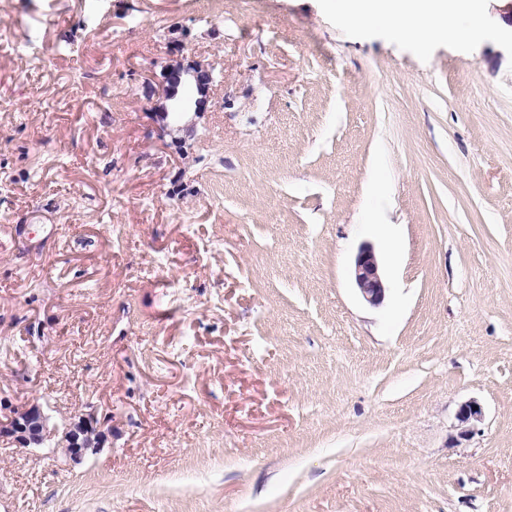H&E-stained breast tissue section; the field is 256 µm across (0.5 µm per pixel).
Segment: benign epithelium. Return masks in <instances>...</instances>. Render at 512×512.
Returning a JSON list of instances; mask_svg holds the SVG:
<instances>
[{
	"mask_svg": "<svg viewBox=\"0 0 512 512\" xmlns=\"http://www.w3.org/2000/svg\"><path fill=\"white\" fill-rule=\"evenodd\" d=\"M157 86V98L151 111L158 121L165 122L171 113L199 114L206 110L210 93L216 88L215 62L176 54L163 65ZM352 277L364 302L371 306L383 302L385 284L373 248L364 246L359 250ZM481 418L482 410L475 402L466 403L459 409L458 420L463 424H472ZM103 426L98 410L91 405L59 422L52 420L40 406L31 405L0 416V441L23 448L49 444L66 459L78 464L87 455L100 451L107 441Z\"/></svg>",
	"mask_w": 512,
	"mask_h": 512,
	"instance_id": "benign-epithelium-1",
	"label": "benign epithelium"
}]
</instances>
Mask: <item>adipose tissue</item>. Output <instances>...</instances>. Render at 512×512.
Listing matches in <instances>:
<instances>
[{
  "label": "adipose tissue",
  "instance_id": "obj_1",
  "mask_svg": "<svg viewBox=\"0 0 512 512\" xmlns=\"http://www.w3.org/2000/svg\"><path fill=\"white\" fill-rule=\"evenodd\" d=\"M341 21L358 28L379 27L427 51L441 39L462 42L481 37L485 28L480 0H327Z\"/></svg>",
  "mask_w": 512,
  "mask_h": 512
}]
</instances>
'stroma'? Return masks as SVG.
Returning a JSON list of instances; mask_svg holds the SVG:
<instances>
[{
  "label": "stroma",
  "mask_w": 512,
  "mask_h": 512,
  "mask_svg": "<svg viewBox=\"0 0 512 512\" xmlns=\"http://www.w3.org/2000/svg\"><path fill=\"white\" fill-rule=\"evenodd\" d=\"M483 19L422 53L324 0H0V412L110 430L0 445V512H512V0ZM174 39L222 68L184 157ZM352 277L364 302L371 306H379L383 302L386 288L372 247L364 246L359 250ZM61 422L52 420L38 405L10 410L0 414V441H9L23 448H38L49 443L75 464L87 455L96 454L107 441L104 422L94 406H86Z\"/></svg>",
  "instance_id": "35a3bbf8"
}]
</instances>
